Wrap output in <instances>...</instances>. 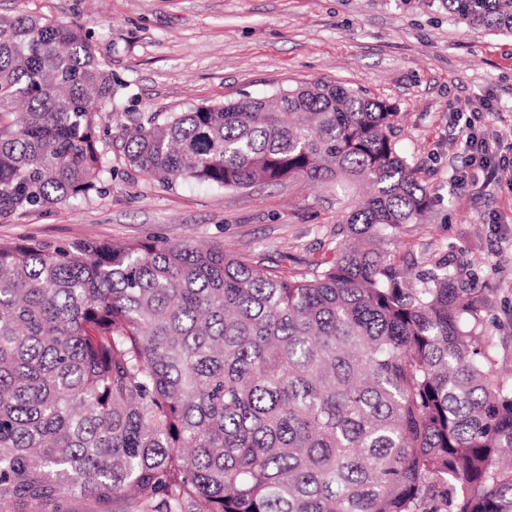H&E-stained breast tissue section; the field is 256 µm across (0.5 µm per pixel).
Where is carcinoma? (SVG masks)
Here are the masks:
<instances>
[{
	"instance_id": "obj_1",
	"label": "carcinoma",
	"mask_w": 512,
	"mask_h": 512,
	"mask_svg": "<svg viewBox=\"0 0 512 512\" xmlns=\"http://www.w3.org/2000/svg\"><path fill=\"white\" fill-rule=\"evenodd\" d=\"M438 2L512 34V0ZM122 89L80 21L0 17V221L100 192L99 106ZM393 116L316 81L125 128L163 186H368L328 265L0 242V512H512L481 294L379 247L432 207Z\"/></svg>"
}]
</instances>
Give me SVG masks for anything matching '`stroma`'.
<instances>
[{
    "instance_id": "1",
    "label": "stroma",
    "mask_w": 512,
    "mask_h": 512,
    "mask_svg": "<svg viewBox=\"0 0 512 512\" xmlns=\"http://www.w3.org/2000/svg\"><path fill=\"white\" fill-rule=\"evenodd\" d=\"M19 14L85 22L127 88L100 109L114 169L101 193L0 221V241L204 243L284 274L331 258L335 184L166 189L129 166L123 130L198 102L341 83L394 108L397 145L434 201L384 250L415 273L444 262L471 275L512 351V167L487 187L457 184L450 123L451 106L487 103L486 124L512 136V35L455 22L434 0H0V15Z\"/></svg>"
}]
</instances>
